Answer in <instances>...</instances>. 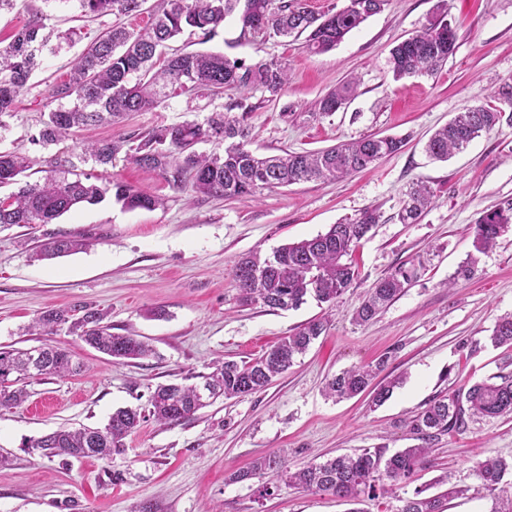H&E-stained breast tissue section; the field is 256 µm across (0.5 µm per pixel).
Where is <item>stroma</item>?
<instances>
[{"instance_id":"35a3bbf8","label":"stroma","mask_w":512,"mask_h":512,"mask_svg":"<svg viewBox=\"0 0 512 512\" xmlns=\"http://www.w3.org/2000/svg\"><path fill=\"white\" fill-rule=\"evenodd\" d=\"M437 2L387 0L380 13L322 54L308 52L300 38L271 37L255 45L241 39L232 19L206 41L182 35L177 44L190 51L248 63L285 60L290 81L274 100L234 90L213 100L180 97L132 114L120 126L80 130L45 148L32 144L31 136L50 89L113 22L109 15H82L76 0H52L46 8L51 27L77 28L81 39L43 54L29 90L0 119V151H25L34 161V182L51 157L64 153L79 171L125 182L164 205L128 211L108 196L50 224L0 225V346L51 343L71 349L86 365L75 376L32 381L21 405L0 410V457L9 459L0 468V512H139L145 504L152 512H400L414 489L440 493L436 481L446 473L463 493L448 499L445 512H489L492 497L474 467L485 458H512V415L480 418L464 432L441 436L430 466L411 485L355 504L283 483L263 497L262 479H228L261 455L279 453L299 466L381 445L411 447L401 420L436 396L512 373V351L489 342L498 318L512 313V231L478 256L474 278L456 275L473 252L476 221L512 202V128L482 134L445 162L424 151L456 112L512 82V0H447V19L457 33L453 57L433 74L393 80L391 48L427 25ZM350 78L357 90L345 107L317 114L315 101ZM242 99L252 106L246 125L252 149L261 154L317 150L369 135L402 136L406 144L346 179L295 184L256 199L182 192L121 155L106 168L80 159L84 140L134 139L155 126L229 111ZM418 179L437 198L418 223H400L404 193ZM368 207L379 210L381 221L356 253L358 280L330 312L313 300L295 310L241 305L232 269L243 255L312 238ZM65 233L87 236L90 248L35 259L41 244ZM419 257L424 274L375 320L356 324L353 314L368 289ZM85 306L107 312L113 333L148 337L153 354L116 361L62 331L48 337L24 332L47 308ZM324 314L327 332L265 389L218 399L175 424L145 419L112 459L46 458L29 447L60 427H101L117 408L147 407L157 385L191 383L215 358L241 363L259 357ZM383 357L382 378L401 383L382 406L370 408L365 394L343 401L324 396L328 377Z\"/></svg>"}]
</instances>
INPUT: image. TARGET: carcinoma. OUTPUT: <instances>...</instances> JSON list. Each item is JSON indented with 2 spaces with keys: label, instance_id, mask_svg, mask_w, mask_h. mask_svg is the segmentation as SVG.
Returning <instances> with one entry per match:
<instances>
[{
  "label": "carcinoma",
  "instance_id": "obj_1",
  "mask_svg": "<svg viewBox=\"0 0 512 512\" xmlns=\"http://www.w3.org/2000/svg\"><path fill=\"white\" fill-rule=\"evenodd\" d=\"M86 14L115 17L112 27L85 47L67 81L53 86L47 112L31 142L48 146L66 139L73 129L102 123L117 125L136 112H149L169 100L185 95L190 99L213 98L226 89L243 93L260 90L274 97L288 84V63L260 59L245 64L222 53L170 50L169 42L184 31L208 36L226 18L235 16L241 35L262 44L272 36L305 37L311 53L334 49L347 34L379 13L387 0H348L338 11L316 13L303 0H160L152 8V23L145 30H130L122 22L142 11L146 0H79ZM27 22L0 49V117L13 111L19 96L29 87L38 68V57L51 42L50 15L28 4ZM457 35L437 6V13L423 29L409 35L390 50L389 65L394 80L432 73L447 64L456 51ZM355 91L348 81L315 102L324 115L341 109ZM512 83H505L483 104L467 106L437 129L425 150L435 160L446 161L481 134L504 125L512 127ZM213 145L203 152L197 146ZM404 139L368 136L315 151L284 152L261 156L249 148V132L242 120L230 113H217L202 122L163 125L141 135L132 143L124 137L84 146L83 160L100 166L112 164L121 150L141 166L159 172L179 189L228 198L258 196L266 190L301 182H329L368 169L382 157L397 153ZM30 167L29 156L21 151L0 153V185L16 184L18 189L0 196V224H50L73 207L95 204L112 193L116 202L129 210H152L164 205L162 199L146 195L134 187L109 181L97 184L89 176L74 172L75 163L56 157L44 170L42 180L19 182ZM434 192L416 181L405 192L397 214L402 224H415L432 204ZM380 220L373 208L362 210L353 219L333 224L310 239L282 245L262 256L251 252L233 268L241 301L261 303L272 309H298L308 299L333 305L358 278L354 255L363 239ZM512 227V203L505 209L487 213L475 224L473 247L479 253L493 248L499 236ZM89 247V241L69 234L51 237L41 245L37 257L53 259ZM424 269L422 262L402 265L377 281L356 309L353 320L367 323L390 306ZM107 314L88 310L75 316L74 310L47 309L28 327L32 335H52L66 331L91 348L115 359H141L150 355L148 342L130 334L112 333L105 323ZM329 318L309 320L298 330L282 337L270 350L250 362L217 359L211 372L201 375V385L162 384L150 397L149 416L161 425H171L195 415L216 399L238 398L268 386L290 368L319 336L326 333ZM491 342L512 348V315L494 326ZM386 360L375 366H355L344 370L325 385V393L348 399L370 393L371 406L382 405L398 381L386 384L375 379ZM82 364L66 349L44 344L28 349L0 347V408L10 409L27 397V383L46 376L65 377L81 372ZM512 413V375L498 380L477 381L462 386L450 396L434 398L428 406L406 421L419 444L393 453L385 447L342 454L324 462H312L296 469L275 456L256 458L246 470L231 474L241 482L259 474H272L290 487L326 492L355 501L377 489L393 493L408 484L416 470L428 463L432 445L441 436L461 433L474 418ZM142 412L119 408L102 427L61 428L30 442V447L46 457L112 458L124 450V440L139 427ZM475 475L483 489L493 494L505 477L512 475V460L489 458L477 463ZM416 489L404 500L400 512H444V500L463 490L426 497Z\"/></svg>",
  "mask_w": 512,
  "mask_h": 512
}]
</instances>
